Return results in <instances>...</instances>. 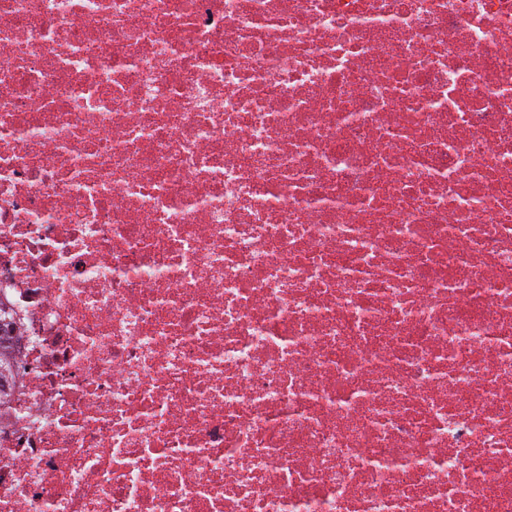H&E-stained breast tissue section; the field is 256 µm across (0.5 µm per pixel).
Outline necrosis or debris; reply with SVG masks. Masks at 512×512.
Returning <instances> with one entry per match:
<instances>
[{
    "mask_svg": "<svg viewBox=\"0 0 512 512\" xmlns=\"http://www.w3.org/2000/svg\"><path fill=\"white\" fill-rule=\"evenodd\" d=\"M0 512H512V0H0ZM0 369L1 366L5 367L6 370L9 371L11 379L13 377V383L10 386L9 391L11 390L12 386L14 385L16 378L20 376L21 373V367L19 366L17 355H16V347H17V339L16 336H12L16 324L12 320L11 316L8 312H6V307L2 308V301H1V307H0ZM3 327H7L8 334L7 336H10V344L8 346H3L2 344V330ZM14 342V346H13ZM9 391L5 393L4 390H1L0 388V404L5 403L6 398L9 396Z\"/></svg>",
    "mask_w": 512,
    "mask_h": 512,
    "instance_id": "obj_1",
    "label": "necrosis or debris"
}]
</instances>
